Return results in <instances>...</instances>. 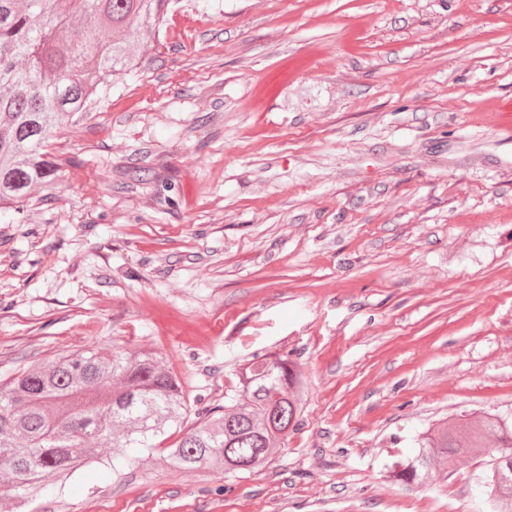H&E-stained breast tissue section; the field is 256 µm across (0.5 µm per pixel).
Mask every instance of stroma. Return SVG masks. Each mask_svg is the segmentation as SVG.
<instances>
[{"label":"stroma","instance_id":"1","mask_svg":"<svg viewBox=\"0 0 512 512\" xmlns=\"http://www.w3.org/2000/svg\"><path fill=\"white\" fill-rule=\"evenodd\" d=\"M0 216V384L152 349L214 407L267 352L302 422L264 467L94 464L29 512H488L478 458L385 477L457 414L512 420V0H172Z\"/></svg>","mask_w":512,"mask_h":512}]
</instances>
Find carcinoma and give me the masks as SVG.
Segmentation results:
<instances>
[{"label":"carcinoma","instance_id":"1","mask_svg":"<svg viewBox=\"0 0 512 512\" xmlns=\"http://www.w3.org/2000/svg\"><path fill=\"white\" fill-rule=\"evenodd\" d=\"M171 0H0V213H20L61 169L51 140L91 113L111 82L139 65L163 30ZM224 407L184 426L180 377L153 351L64 354L0 385V492L14 512L88 467L91 444L112 447V473L153 450L183 472L236 474L265 464L301 412L302 381L269 352L235 370ZM417 453L389 466L406 485L448 479L478 448L490 512H512V423L496 414L432 426Z\"/></svg>","mask_w":512,"mask_h":512}]
</instances>
